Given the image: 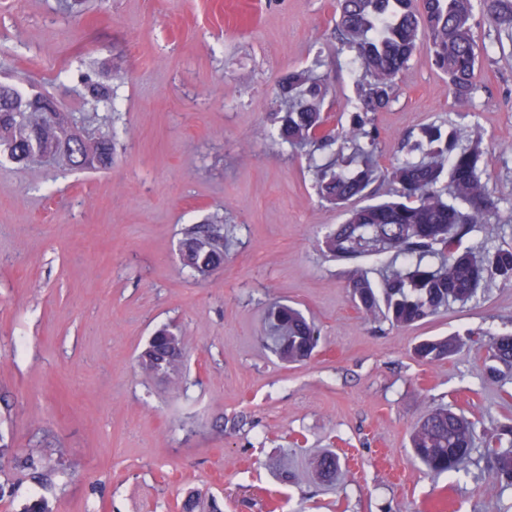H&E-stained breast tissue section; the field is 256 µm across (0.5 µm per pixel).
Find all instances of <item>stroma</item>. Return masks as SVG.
Returning <instances> with one entry per match:
<instances>
[{"instance_id": "obj_1", "label": "stroma", "mask_w": 512, "mask_h": 512, "mask_svg": "<svg viewBox=\"0 0 512 512\" xmlns=\"http://www.w3.org/2000/svg\"><path fill=\"white\" fill-rule=\"evenodd\" d=\"M336 0H0V83L111 116L109 169L18 167L0 156V512L37 497L54 512H505L484 445L458 473L414 460L413 427L445 403L478 429L512 423V372L464 346L427 364L432 336L512 334V285L415 326L366 320L348 265L327 258L342 223L305 151L278 143L275 91L315 69L338 117L354 112L360 65L335 30ZM471 114L420 43L385 108L378 198L394 190L403 143L429 124L482 139L497 215L467 238L512 246V44L475 27ZM112 82V108L84 100L82 74ZM230 238L221 267L185 266L186 227ZM276 302L314 320L321 344L285 364L264 345ZM182 340L178 369L146 374L159 328ZM342 456L333 479L325 450ZM42 460L32 471L21 458Z\"/></svg>"}]
</instances>
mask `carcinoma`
Segmentation results:
<instances>
[{
    "label": "carcinoma",
    "mask_w": 512,
    "mask_h": 512,
    "mask_svg": "<svg viewBox=\"0 0 512 512\" xmlns=\"http://www.w3.org/2000/svg\"><path fill=\"white\" fill-rule=\"evenodd\" d=\"M477 7L498 42H512V0H336V31L362 67L356 81L358 112L340 129H324L327 80L302 71L288 73L278 84L280 100L291 101L274 113L278 142L309 145L315 152L335 147L324 163L312 161L319 195L346 212L345 222L325 238V252L341 262L367 254L392 255L391 270L380 283L363 273L348 279L352 301L367 320L410 327L451 303L475 300L489 281L512 283V248L460 249L464 238L498 212L485 177L481 142L465 126L452 124L446 131L423 128L408 145L409 152L418 151L421 157L407 158L388 173L394 196L349 206L370 196L367 189L377 176L373 156L378 134L369 113L389 104L421 39H428L433 64L447 77L458 105L471 111L479 67L474 40ZM82 84L91 101L112 104L111 85L88 78ZM49 102L45 95L24 96L0 84V154L22 166L47 152L60 167L112 166V135L89 123V118L63 114L55 127L44 130L39 107ZM224 241V225L195 224L186 229L182 242L184 261L204 274L224 260ZM268 325L269 348L281 360L302 362L314 353L320 330L298 309L273 305ZM178 343L180 337L170 328L157 330L139 355L142 368L156 375L172 367L168 349ZM486 347L492 376L503 367L512 370L511 334L490 338ZM460 349L454 337L425 339L414 347V355L432 363ZM475 440L471 421L446 406H433L417 422L411 447L427 472L440 477L460 470ZM488 442L489 474L502 487L512 488V424L493 429Z\"/></svg>",
    "instance_id": "1"
}]
</instances>
